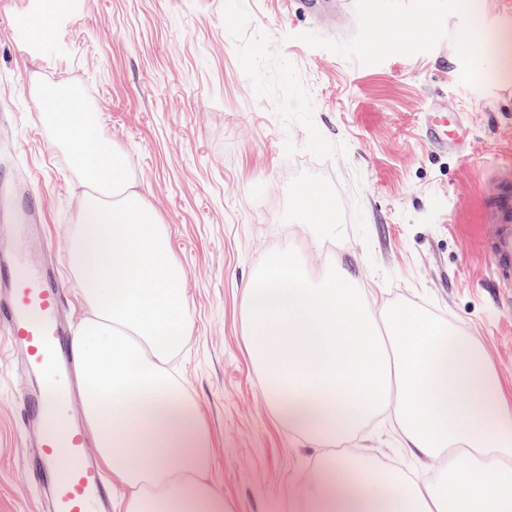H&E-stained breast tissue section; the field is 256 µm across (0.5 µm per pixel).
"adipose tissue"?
I'll return each mask as SVG.
<instances>
[{"label":"adipose tissue","mask_w":512,"mask_h":512,"mask_svg":"<svg viewBox=\"0 0 512 512\" xmlns=\"http://www.w3.org/2000/svg\"><path fill=\"white\" fill-rule=\"evenodd\" d=\"M33 98L86 187L68 243L89 311L77 340L84 416L120 510L224 512L208 433L165 368L187 332L184 272L165 229L98 116L74 95ZM262 280L246 298L250 346L289 429L316 445L340 441L392 404L418 460L441 463L438 481L422 486L369 454L336 455L305 495L311 512H512V405L469 336L390 308L388 359L364 293L344 276L315 288L282 256Z\"/></svg>","instance_id":"ef3b65f1"}]
</instances>
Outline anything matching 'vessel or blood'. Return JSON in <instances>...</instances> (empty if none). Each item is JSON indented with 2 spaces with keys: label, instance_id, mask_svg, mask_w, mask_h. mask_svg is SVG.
<instances>
[{
  "label": "vessel or blood",
  "instance_id": "obj_1",
  "mask_svg": "<svg viewBox=\"0 0 512 512\" xmlns=\"http://www.w3.org/2000/svg\"><path fill=\"white\" fill-rule=\"evenodd\" d=\"M455 115L426 127L438 144L455 141ZM491 234L484 242L501 288H512V186L502 185L488 213ZM17 250H0V325L10 348L30 378L18 413L29 453L27 468L41 493L44 512H113L116 491L88 451V434L71 417L80 391V355L64 305L65 286L57 276L59 249L38 234L37 222L18 224ZM46 251L47 260L31 263L27 248Z\"/></svg>",
  "mask_w": 512,
  "mask_h": 512
}]
</instances>
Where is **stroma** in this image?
Listing matches in <instances>:
<instances>
[{"instance_id":"stroma-1","label":"stroma","mask_w":512,"mask_h":512,"mask_svg":"<svg viewBox=\"0 0 512 512\" xmlns=\"http://www.w3.org/2000/svg\"><path fill=\"white\" fill-rule=\"evenodd\" d=\"M80 0L65 50L31 55L19 31L28 0H0V183L27 181L13 223L39 211L66 247L81 189L35 85L86 87L106 137L159 214L184 270L188 327L167 370L210 435L224 512H287L314 483L322 453L264 395L246 315L247 287L270 257H300L313 285L350 272L371 308L395 305L464 331L512 401V303L493 288L481 246L495 184L512 175V81L465 35L512 28V0ZM453 106L463 149L424 139L428 111ZM330 198L335 251L298 201ZM26 376L0 364V512H37L17 405ZM373 446L379 464L422 483L393 410L341 446Z\"/></svg>"}]
</instances>
